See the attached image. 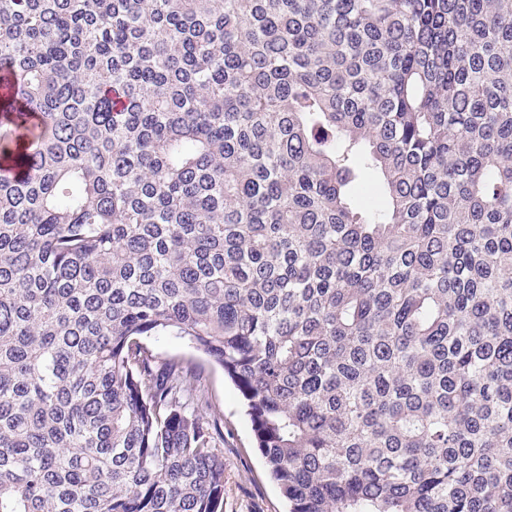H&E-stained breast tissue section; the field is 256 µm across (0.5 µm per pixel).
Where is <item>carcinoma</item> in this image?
Instances as JSON below:
<instances>
[{
  "instance_id": "obj_1",
  "label": "carcinoma",
  "mask_w": 512,
  "mask_h": 512,
  "mask_svg": "<svg viewBox=\"0 0 512 512\" xmlns=\"http://www.w3.org/2000/svg\"><path fill=\"white\" fill-rule=\"evenodd\" d=\"M0 512H512V0H0ZM146 344L161 359L177 357L204 369L208 395L224 419V512H284L285 503L254 448L251 423L238 391L224 379L222 368L172 334L152 337Z\"/></svg>"
}]
</instances>
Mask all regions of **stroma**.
Listing matches in <instances>:
<instances>
[{
	"label": "stroma",
	"instance_id": "obj_1",
	"mask_svg": "<svg viewBox=\"0 0 512 512\" xmlns=\"http://www.w3.org/2000/svg\"><path fill=\"white\" fill-rule=\"evenodd\" d=\"M147 345L159 358H181L204 370L208 395L224 420V512H284L285 503L254 446L241 398L222 368L171 334L152 337Z\"/></svg>",
	"mask_w": 512,
	"mask_h": 512
}]
</instances>
